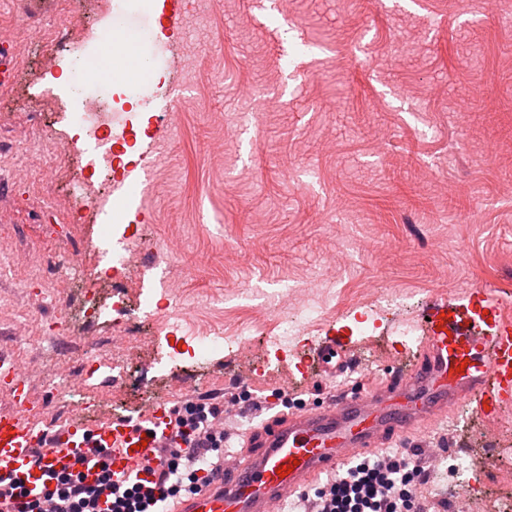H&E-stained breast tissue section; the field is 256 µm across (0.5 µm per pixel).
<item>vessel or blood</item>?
<instances>
[{"label":"vessel or blood","instance_id":"vessel-or-blood-1","mask_svg":"<svg viewBox=\"0 0 512 512\" xmlns=\"http://www.w3.org/2000/svg\"><path fill=\"white\" fill-rule=\"evenodd\" d=\"M185 0H163L170 38L183 37ZM482 311L463 314L446 302L434 305L427 352L410 371L358 394L336 395L318 409L264 420L243 452L230 455L208 486L181 501L176 512H280L301 488L362 453L407 437L414 426L465 405L488 417L512 404V322L488 320L495 305L482 295ZM319 373L335 377L351 364L333 342L315 349ZM13 407L0 412V482L40 488L52 472L80 467L95 476L99 449L114 476L146 478L160 470L161 448L174 436L167 403L142 415L92 424L73 420L47 432L29 415L26 380L17 362L0 366Z\"/></svg>","mask_w":512,"mask_h":512}]
</instances>
